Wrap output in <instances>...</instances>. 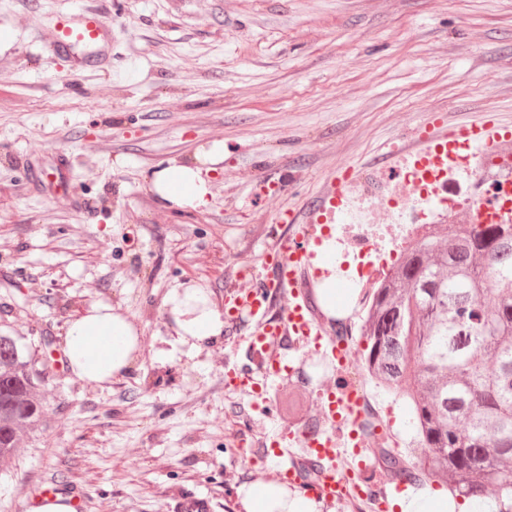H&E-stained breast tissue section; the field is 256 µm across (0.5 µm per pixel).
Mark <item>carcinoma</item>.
Wrapping results in <instances>:
<instances>
[{"label":"carcinoma","mask_w":512,"mask_h":512,"mask_svg":"<svg viewBox=\"0 0 512 512\" xmlns=\"http://www.w3.org/2000/svg\"><path fill=\"white\" fill-rule=\"evenodd\" d=\"M361 338L362 371L411 400L420 437L386 469L512 512V224L429 225L374 285ZM38 363L0 332V458L45 417Z\"/></svg>","instance_id":"cac0c4a2"}]
</instances>
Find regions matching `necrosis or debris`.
<instances>
[{
	"instance_id": "obj_1",
	"label": "necrosis or debris",
	"mask_w": 512,
	"mask_h": 512,
	"mask_svg": "<svg viewBox=\"0 0 512 512\" xmlns=\"http://www.w3.org/2000/svg\"><path fill=\"white\" fill-rule=\"evenodd\" d=\"M471 157H455L446 173L423 178L407 170L403 187L383 193L379 184L371 182L363 188L357 204L349 212L334 239L337 250L352 252L360 292L371 288L380 270L376 266L379 243L405 241L419 237L428 224H455L466 219L470 206L498 190L505 177H512L511 156H488L481 163L482 174L471 183H461L455 171L471 164ZM383 198L388 221L376 222L370 203Z\"/></svg>"
}]
</instances>
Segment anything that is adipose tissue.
Segmentation results:
<instances>
[{"label": "adipose tissue", "instance_id": "1", "mask_svg": "<svg viewBox=\"0 0 512 512\" xmlns=\"http://www.w3.org/2000/svg\"><path fill=\"white\" fill-rule=\"evenodd\" d=\"M153 190L180 208L206 206L209 189L199 167L172 165L156 172ZM177 325L178 341L198 347L220 336L224 321L202 289L178 286L164 299ZM138 335L128 319L107 303H96L65 331V351L72 372L80 379L109 383L125 375L133 363ZM240 512H321L317 498L289 490L276 480L246 482L236 490Z\"/></svg>", "mask_w": 512, "mask_h": 512}]
</instances>
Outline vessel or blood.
<instances>
[{
    "label": "vessel or blood",
    "mask_w": 512,
    "mask_h": 512,
    "mask_svg": "<svg viewBox=\"0 0 512 512\" xmlns=\"http://www.w3.org/2000/svg\"><path fill=\"white\" fill-rule=\"evenodd\" d=\"M107 35V23L97 12H81L78 23L63 18L54 32L53 49L65 52L79 45H101ZM512 141V126L502 125L487 117H479L461 125L445 124L441 117L431 116L413 130L411 136L393 149L401 161L427 163L447 159L452 149L463 147L475 155L488 154L496 145ZM356 170L346 167L329 173L318 194L303 213L281 212V222L292 224L288 239L266 253L262 263L266 275L246 270L244 283L229 290L224 301V315L235 319L247 316L256 327L247 336V349L256 358L265 377L281 376L287 370L283 358L273 353V346L297 345L304 341L331 355L339 366L350 364L354 355L350 345L325 338L323 324L317 317L310 294L301 281L302 273L311 267L317 256L318 226L331 223L336 207L347 197ZM512 214V192L503 191L495 201H483L468 214L473 224H499L504 215ZM255 369L235 366L225 369L224 383L234 390L255 394ZM364 403L363 393L353 383H329L320 393L319 407L323 418L332 428L324 433L303 435L300 445L303 458H288L284 436L272 437L266 450L275 462V476L291 483H306L313 494L325 500L360 498L375 505H385L389 495L388 481L375 484L363 480L370 458L368 442L359 433L357 419ZM346 433L353 450L352 465L346 470L336 467L340 443L338 433ZM60 483L45 486L25 496L24 512H30L37 502H55L57 495L66 493Z\"/></svg>",
    "instance_id": "1"
}]
</instances>
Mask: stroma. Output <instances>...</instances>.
<instances>
[{
	"label": "stroma",
	"mask_w": 512,
	"mask_h": 512,
	"mask_svg": "<svg viewBox=\"0 0 512 512\" xmlns=\"http://www.w3.org/2000/svg\"><path fill=\"white\" fill-rule=\"evenodd\" d=\"M84 9L109 32L81 65L86 48L47 44L58 15ZM434 110L512 124V0H0V329L59 350L103 302L139 333L110 385L46 373L47 422L0 460V512L51 481L86 492L84 512H175L186 496L238 512L237 487L273 470L262 442L317 425L323 382L303 384L311 364L290 349L287 373L256 377L265 400L226 388L252 321L193 350L163 300L183 283L223 307L290 233L280 210L304 209L337 169L382 174L376 157ZM217 143L205 208L158 198L155 171ZM331 270L359 329L350 273L319 259L310 274ZM365 387L414 459L408 399Z\"/></svg>",
	"instance_id": "1"
}]
</instances>
